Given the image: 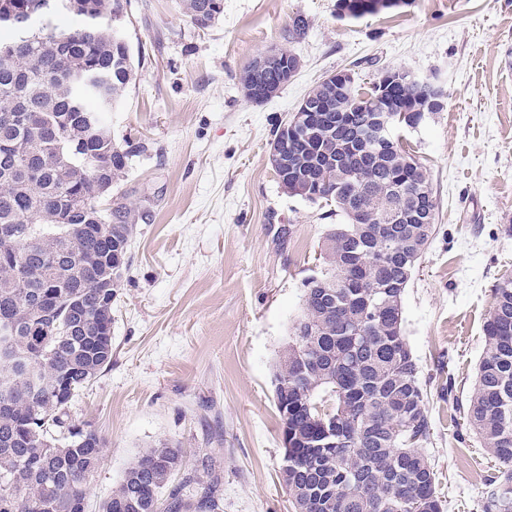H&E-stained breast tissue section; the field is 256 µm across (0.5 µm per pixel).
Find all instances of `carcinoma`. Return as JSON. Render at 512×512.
I'll list each match as a JSON object with an SVG mask.
<instances>
[{
  "instance_id": "carcinoma-1",
  "label": "carcinoma",
  "mask_w": 512,
  "mask_h": 512,
  "mask_svg": "<svg viewBox=\"0 0 512 512\" xmlns=\"http://www.w3.org/2000/svg\"><path fill=\"white\" fill-rule=\"evenodd\" d=\"M41 0H0V512H85L103 440L67 423L76 396L112 362L109 323L121 288L135 211L107 207L108 185L125 174L136 146L112 139L106 113L96 133L79 118L97 112L107 88L119 100L135 68L111 33L125 0H66L75 22H50L23 37L16 22ZM180 0L199 29L223 0ZM402 0H339L356 19ZM424 92L397 84L355 86L336 126L280 129L291 197L336 204L347 219L326 235L320 271L305 281L301 317L274 372L275 405L288 465L280 477L294 512H443L439 477L420 451L431 417L420 366L404 332L402 301L435 233L427 172L398 143L365 145L369 116L429 118ZM78 198L81 207L73 206ZM364 216L354 214L358 205ZM468 429L498 462L481 512H512V277L492 289ZM182 449L160 442L126 468L101 512H214L218 483L187 494L174 483Z\"/></svg>"
}]
</instances>
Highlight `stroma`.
Returning a JSON list of instances; mask_svg holds the SVG:
<instances>
[{"label":"stroma","mask_w":512,"mask_h":512,"mask_svg":"<svg viewBox=\"0 0 512 512\" xmlns=\"http://www.w3.org/2000/svg\"><path fill=\"white\" fill-rule=\"evenodd\" d=\"M308 24L292 33L294 18ZM121 29L136 74L112 111L115 141L140 144L112 199L139 213L112 304V362L70 406L104 460L90 512L146 447L176 443L185 472L218 479L220 512H293L272 383L300 316L333 207L284 193L277 129L323 77L369 87L404 68L447 99L403 146L427 169L436 231L405 291L408 344L432 419L422 447L447 512H480L495 462L464 427L491 290L512 276V0H405L343 19L337 0H224L206 30L178 0H128ZM277 46L299 62L275 96L246 100L240 76ZM453 392H445V383Z\"/></svg>","instance_id":"1"}]
</instances>
